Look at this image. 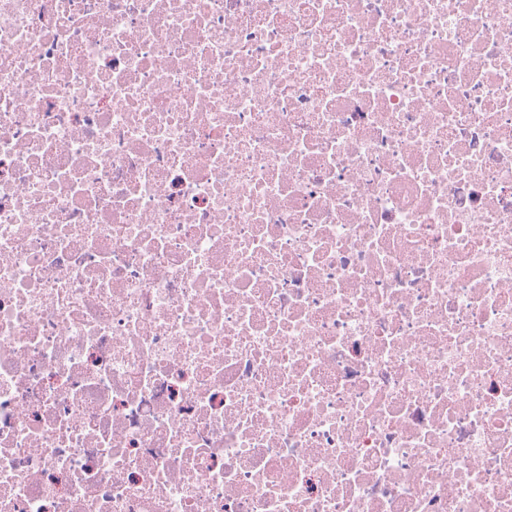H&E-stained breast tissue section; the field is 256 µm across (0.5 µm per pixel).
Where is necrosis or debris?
<instances>
[{
  "label": "necrosis or debris",
  "mask_w": 512,
  "mask_h": 512,
  "mask_svg": "<svg viewBox=\"0 0 512 512\" xmlns=\"http://www.w3.org/2000/svg\"><path fill=\"white\" fill-rule=\"evenodd\" d=\"M0 512H512V0H0Z\"/></svg>",
  "instance_id": "obj_1"
}]
</instances>
